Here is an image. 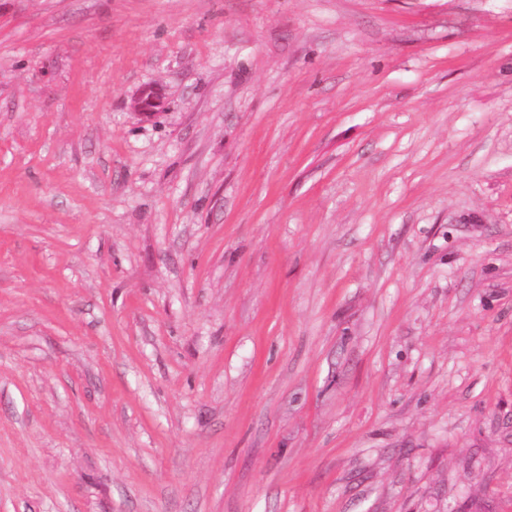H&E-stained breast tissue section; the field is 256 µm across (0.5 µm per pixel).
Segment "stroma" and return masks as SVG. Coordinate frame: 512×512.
Segmentation results:
<instances>
[{"label": "stroma", "instance_id": "1", "mask_svg": "<svg viewBox=\"0 0 512 512\" xmlns=\"http://www.w3.org/2000/svg\"><path fill=\"white\" fill-rule=\"evenodd\" d=\"M0 512H512V0H0Z\"/></svg>", "mask_w": 512, "mask_h": 512}]
</instances>
